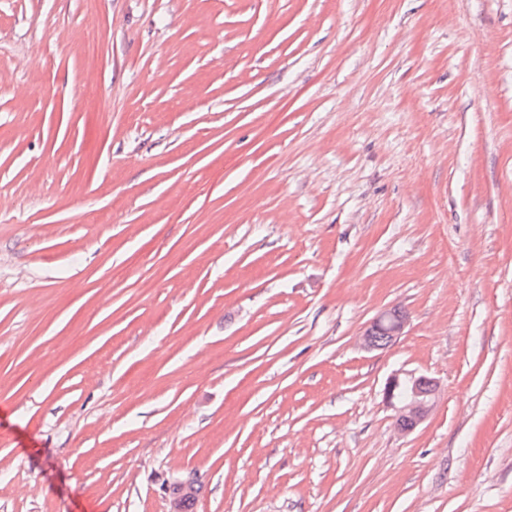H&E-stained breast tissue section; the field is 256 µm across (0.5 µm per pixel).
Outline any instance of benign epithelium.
I'll list each match as a JSON object with an SVG mask.
<instances>
[{"label":"benign epithelium","instance_id":"1","mask_svg":"<svg viewBox=\"0 0 512 512\" xmlns=\"http://www.w3.org/2000/svg\"><path fill=\"white\" fill-rule=\"evenodd\" d=\"M386 327V335L394 341L403 335L407 326V316L398 307L380 312L363 333V345L373 350V330L378 325ZM439 381L424 375L396 373L387 382L385 399L396 411V424L400 431L409 433L422 424L433 411L440 394Z\"/></svg>","mask_w":512,"mask_h":512}]
</instances>
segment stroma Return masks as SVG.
I'll use <instances>...</instances> for the list:
<instances>
[{
  "mask_svg": "<svg viewBox=\"0 0 512 512\" xmlns=\"http://www.w3.org/2000/svg\"><path fill=\"white\" fill-rule=\"evenodd\" d=\"M188 474L512 512V0H0V512ZM384 325L386 327V335L389 336V340L383 336L379 331L376 332V341L380 349H383L390 345V342L396 340L399 336H402L407 326V316L398 307H392L380 312L377 317L369 324L363 333V345L367 350L377 349L378 347L373 343L371 336H373V330L377 325ZM402 379L408 384V393L397 399L395 391ZM440 388L439 381L414 373H396L389 379L385 399L396 411V424L401 432L414 431L428 418L437 403Z\"/></svg>",
  "mask_w": 512,
  "mask_h": 512,
  "instance_id": "obj_1",
  "label": "stroma"
}]
</instances>
